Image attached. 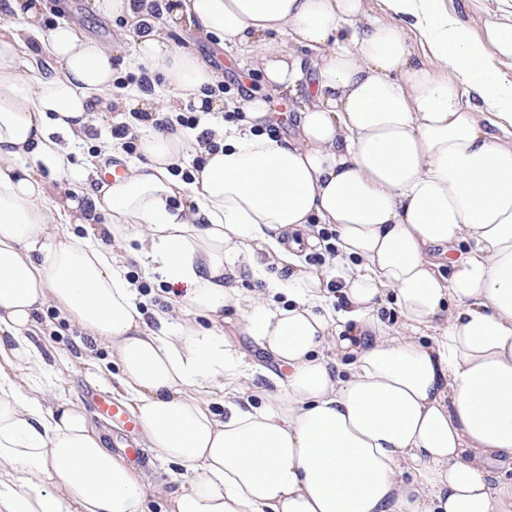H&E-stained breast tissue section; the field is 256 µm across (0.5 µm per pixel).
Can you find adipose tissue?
<instances>
[{"label": "adipose tissue", "instance_id": "obj_1", "mask_svg": "<svg viewBox=\"0 0 512 512\" xmlns=\"http://www.w3.org/2000/svg\"><path fill=\"white\" fill-rule=\"evenodd\" d=\"M381 2L172 0L169 24L253 54L263 94L227 104L147 8L94 0L145 26L134 58L163 82L121 102L142 114L134 150L114 137L78 164L120 49L59 26L51 70L22 73L42 0H6L0 512H149L153 497L163 512H512L498 471L512 463V0ZM269 93L298 99L294 136L268 133ZM182 100L211 113L214 149L155 128ZM226 109L241 120H214ZM197 154L203 169L184 180ZM109 159L122 173L91 187ZM312 224L336 234L320 271L301 267L292 239ZM243 259L261 292H239ZM130 261L177 287L181 321L144 320ZM48 305L90 338L82 363L111 349L112 391L130 401L142 450L180 468L172 486L57 398L30 336ZM228 310L272 364L258 406L245 396L258 365L217 325Z\"/></svg>", "mask_w": 512, "mask_h": 512}]
</instances>
